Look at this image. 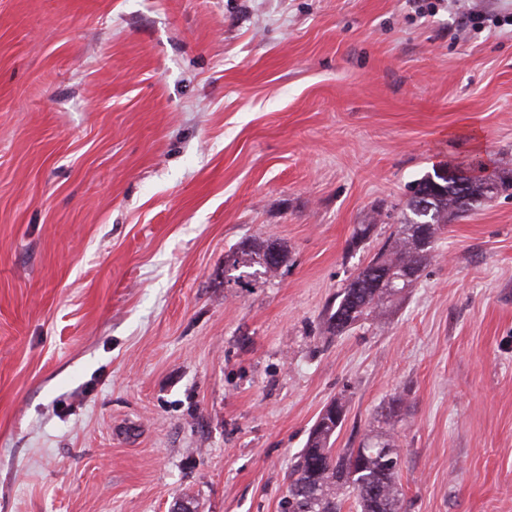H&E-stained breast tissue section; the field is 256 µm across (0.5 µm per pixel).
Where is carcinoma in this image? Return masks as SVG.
Instances as JSON below:
<instances>
[{
    "label": "carcinoma",
    "instance_id": "1",
    "mask_svg": "<svg viewBox=\"0 0 512 512\" xmlns=\"http://www.w3.org/2000/svg\"><path fill=\"white\" fill-rule=\"evenodd\" d=\"M482 172L480 163L465 170L454 167L450 173L438 166L411 184L409 214L393 240L383 244L338 293V303L330 307L327 317L330 332L348 330L409 287L429 260L434 236L448 218L512 189L511 174L492 179ZM418 193L429 196V210L417 211L414 198ZM286 259L276 241L251 239L224 257V267L229 271L257 265L259 269L246 276L271 277ZM376 269L396 277L394 285L379 287ZM332 405L335 410L324 411L314 424L289 475V489L305 486L309 492L288 501L285 512H341L339 496L345 491L355 495L360 512H400L398 469L388 465L390 458L398 457L393 436L388 431H372L359 447L335 452L330 441L344 419L345 406L338 399Z\"/></svg>",
    "mask_w": 512,
    "mask_h": 512
}]
</instances>
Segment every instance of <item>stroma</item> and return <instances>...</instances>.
Instances as JSON below:
<instances>
[{"mask_svg":"<svg viewBox=\"0 0 512 512\" xmlns=\"http://www.w3.org/2000/svg\"><path fill=\"white\" fill-rule=\"evenodd\" d=\"M475 157L512 164V0H0V512H282L325 407L340 451L398 396L401 512H512V194L326 324ZM252 238L287 266L225 282Z\"/></svg>","mask_w":512,"mask_h":512,"instance_id":"stroma-1","label":"stroma"}]
</instances>
